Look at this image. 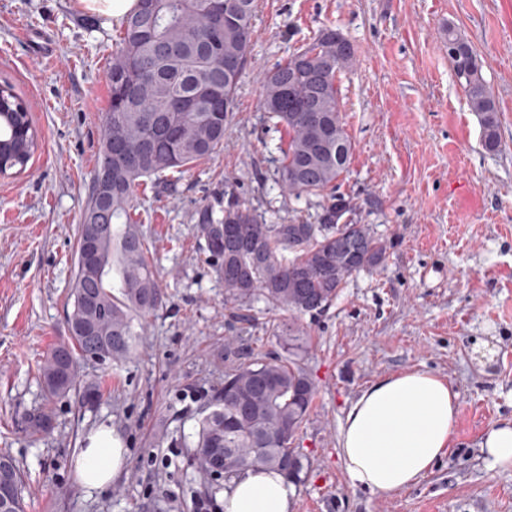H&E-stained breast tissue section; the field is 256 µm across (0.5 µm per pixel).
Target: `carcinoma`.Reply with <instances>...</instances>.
Wrapping results in <instances>:
<instances>
[{
    "label": "carcinoma",
    "instance_id": "1",
    "mask_svg": "<svg viewBox=\"0 0 512 512\" xmlns=\"http://www.w3.org/2000/svg\"><path fill=\"white\" fill-rule=\"evenodd\" d=\"M255 10L256 0H223L218 13L210 0H139L121 21L120 49L107 73L110 101L98 161L101 166L112 158V233L101 242L108 270L97 280L75 272L68 340L53 347L40 367L45 403L25 414L27 433L50 429L57 398L72 392L84 404L91 395L100 398L99 385L80 379L79 362L126 358L135 341V318L162 305L157 273L133 218L138 188L152 177L172 185L175 180L165 172L184 174L224 147ZM448 58L479 117L483 145L498 150L497 107L476 50L450 31ZM354 62L353 45L327 29L264 79L261 107L288 133L279 181L297 198L328 193L318 223L267 224L239 204L225 208L219 221L208 209L199 211L197 230L224 282L225 302L249 312L262 302L291 317L275 328L284 354L252 357L225 370L213 394L214 409L197 421L193 460L207 475L212 449H228L226 485L257 470H279L291 474V483L302 482L299 439L317 387L301 363L307 331L300 317L330 306L349 277L385 259V242L368 225L344 219L354 206L336 192L352 154L336 80ZM1 98L7 107L0 110V176L23 171L38 141L29 108L11 85H0ZM0 461L20 484L13 512H26L23 474L10 455L1 453Z\"/></svg>",
    "mask_w": 512,
    "mask_h": 512
}]
</instances>
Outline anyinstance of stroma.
Segmentation results:
<instances>
[{"mask_svg":"<svg viewBox=\"0 0 512 512\" xmlns=\"http://www.w3.org/2000/svg\"><path fill=\"white\" fill-rule=\"evenodd\" d=\"M118 28L75 0H0V85L25 100L40 136L26 169L0 176V453L24 472L27 512H197L199 502L221 501L223 480L192 459L196 421L233 351L280 353L273 327L287 314L249 320L225 304L197 212L206 205L219 219L235 202L271 224L315 222L322 197L281 187L288 135L267 120L261 96L266 72L329 28L356 56L336 81L353 146L339 191L356 206L353 222L387 251L328 309L301 318L303 364L318 392L300 440L309 468L295 512H512V469L487 470L481 450L487 431L512 418V0H259L223 150L139 198L162 306L141 318L128 358L81 362L82 379L101 387L96 403L69 394L46 435L26 434L23 418L43 398L40 365L68 334ZM452 32L483 63L499 150L483 146L453 72ZM416 369L459 393L449 451L401 492L352 486L338 457L350 404L370 383ZM102 426L121 435L127 469L89 490L72 462Z\"/></svg>","mask_w":512,"mask_h":512,"instance_id":"1","label":"stroma"}]
</instances>
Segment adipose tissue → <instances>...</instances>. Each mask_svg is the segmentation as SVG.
<instances>
[{
  "mask_svg": "<svg viewBox=\"0 0 512 512\" xmlns=\"http://www.w3.org/2000/svg\"><path fill=\"white\" fill-rule=\"evenodd\" d=\"M458 394L445 380L415 370L379 380L349 407L338 456L354 486L394 494L423 478L452 444ZM128 462L111 428L90 432L75 456L78 482L96 489L112 484ZM295 489L279 472H250L224 491V512H293Z\"/></svg>",
  "mask_w": 512,
  "mask_h": 512,
  "instance_id": "ef3b65f1",
  "label": "adipose tissue"
}]
</instances>
